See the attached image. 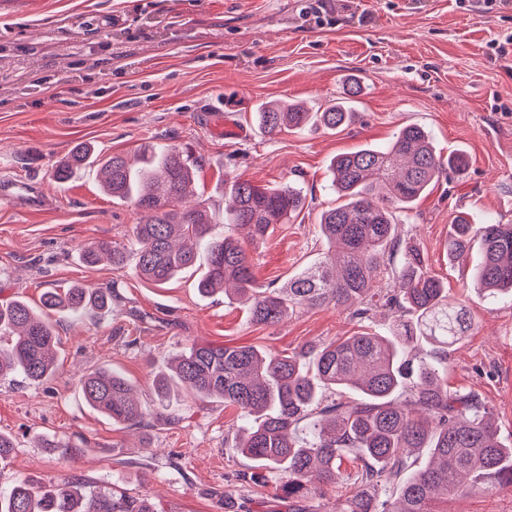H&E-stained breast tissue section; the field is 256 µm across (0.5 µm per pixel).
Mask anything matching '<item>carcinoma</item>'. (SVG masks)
I'll return each mask as SVG.
<instances>
[{
	"label": "carcinoma",
	"instance_id": "obj_1",
	"mask_svg": "<svg viewBox=\"0 0 512 512\" xmlns=\"http://www.w3.org/2000/svg\"><path fill=\"white\" fill-rule=\"evenodd\" d=\"M354 118L347 100L316 112L300 103L264 102L255 123L268 135L283 129L334 131ZM97 165L103 187L131 203L139 220L125 243L95 240L81 246L88 266L102 260L158 286L198 264L203 296L224 293L247 305L249 319L276 326L296 309L345 307L357 319L386 306L387 328L361 332L329 344L309 345L288 355L253 346L191 343L169 370L153 381L157 408L166 410L171 390L194 400L218 399L239 411L233 448L256 469L279 476L288 512L306 508L345 483L349 494L335 512H438L450 497L498 487L512 488V442L501 441L495 416L474 390L448 389V350L465 338L472 317L464 301L448 297L415 245H402L398 223L413 218V205L443 176L460 174V153L443 160L428 133L417 125L399 130L383 147H366L332 160L331 189L344 202L320 214L328 250L318 263L281 288H259L248 247L265 241L306 205L295 183L274 187L234 178L224 182V212L176 204L194 197L198 163L171 144L149 142L137 160L122 154L104 159L87 145L75 147L55 169L60 182ZM224 224L228 230L214 233ZM448 261L479 245L475 291L488 298L512 297V224L471 223L452 218ZM404 248L400 266L394 255ZM116 288L89 291L74 286L47 289L43 308L81 315L110 309ZM0 377L20 374L32 382L53 377L59 364L58 336L39 310L22 299L0 305ZM435 353L417 360L421 344ZM85 402L113 422L141 426L150 412L132 395L129 380L112 369L80 379ZM428 449L424 465L416 454ZM359 460L355 473L344 457ZM0 512H158L143 495L108 491L72 476L45 480L30 473L0 488Z\"/></svg>",
	"mask_w": 512,
	"mask_h": 512
}]
</instances>
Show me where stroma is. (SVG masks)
<instances>
[{"instance_id":"obj_1","label":"stroma","mask_w":512,"mask_h":512,"mask_svg":"<svg viewBox=\"0 0 512 512\" xmlns=\"http://www.w3.org/2000/svg\"><path fill=\"white\" fill-rule=\"evenodd\" d=\"M331 6L333 23L321 28L301 19V0H0V180H36L47 198L37 210L0 200V304L35 305L46 289L73 285H113L121 295L101 317L54 314L53 378H0V432L16 440L1 487L31 472L78 475L148 495L162 512H224L226 492L241 512H288L274 496L277 477L242 481L252 464L231 448L235 408L176 397L172 415L128 427L87 405L80 377L116 369L151 409L154 376L191 342L289 353L388 321L380 310L361 321L323 307L259 326L238 302L200 296L194 274L159 287L128 268L84 265L81 244L125 242L137 215L103 192L95 168L55 182V168L81 142L105 156L134 155L149 141L191 148L198 201L213 209L224 205L225 176L295 181L307 208L250 252L263 288L283 286L325 252L318 216L336 203L334 156L384 144L407 125L424 128L437 154L463 152L464 173L440 179L398 233L420 247L449 297H465L473 318L448 351L449 389L480 393L501 439L512 440V299L468 292L470 260L450 262L445 249L456 211L475 224H512V54L501 59L488 47L512 34V8L487 12L481 0ZM354 79L363 92L350 126L269 136L253 120L271 99L325 107ZM44 438L82 454L64 457L41 447ZM446 510L512 512V489L455 497Z\"/></svg>"}]
</instances>
